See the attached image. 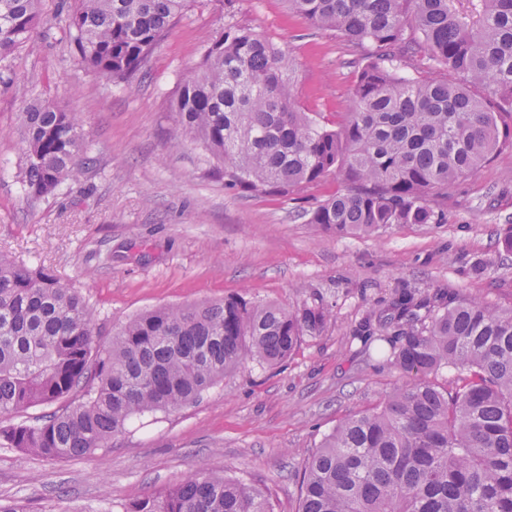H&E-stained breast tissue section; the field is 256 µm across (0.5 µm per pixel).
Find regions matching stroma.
<instances>
[{"label": "stroma", "instance_id": "stroma-1", "mask_svg": "<svg viewBox=\"0 0 512 512\" xmlns=\"http://www.w3.org/2000/svg\"><path fill=\"white\" fill-rule=\"evenodd\" d=\"M64 0H41L34 46L0 62V253L72 281L98 342L137 313L228 296L295 308L313 299L333 318L287 361L227 374L182 409L136 419L110 448L50 460L0 447V503L26 512H121L204 469L299 512V475L324 435L407 380L352 334L401 285L446 288L512 307V148L449 184L441 224H404L377 237H339L308 222L344 189L329 177L282 196H241L218 163L179 138L170 104L205 47L228 23L252 27L290 55L294 96L326 123L349 111L363 54L312 28L286 0H189L129 83L85 71L65 31ZM83 113L87 168L55 195L22 186L21 114L27 99ZM486 260L484 274L471 271Z\"/></svg>", "mask_w": 512, "mask_h": 512}]
</instances>
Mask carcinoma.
I'll return each mask as SVG.
<instances>
[{"label":"carcinoma","mask_w":512,"mask_h":512,"mask_svg":"<svg viewBox=\"0 0 512 512\" xmlns=\"http://www.w3.org/2000/svg\"><path fill=\"white\" fill-rule=\"evenodd\" d=\"M41 0H0V61L36 29ZM187 0H72L65 26L85 70L129 82ZM414 4L417 37L406 34ZM314 28L366 53L350 111L331 129L301 111L285 51L229 24L208 45L171 112L181 134L224 163V186L286 195L330 176L345 188L309 223L376 237L397 224H439L437 198L512 145V0H288ZM425 57L438 76L397 75ZM451 73L453 82L443 78ZM485 95L476 97L470 87ZM23 189L53 194L82 172L83 117L33 102L22 117ZM332 317L321 300L288 309L242 296L132 316L101 345L77 288L0 255V447L48 459L109 447L134 416L173 412L224 375L288 359ZM413 381L339 422L305 464L299 512H512V309L448 292L395 291L381 327ZM452 367L448 389L430 375ZM57 405L11 422L30 407ZM124 512H273L242 479L198 470Z\"/></svg>","instance_id":"carcinoma-1"}]
</instances>
